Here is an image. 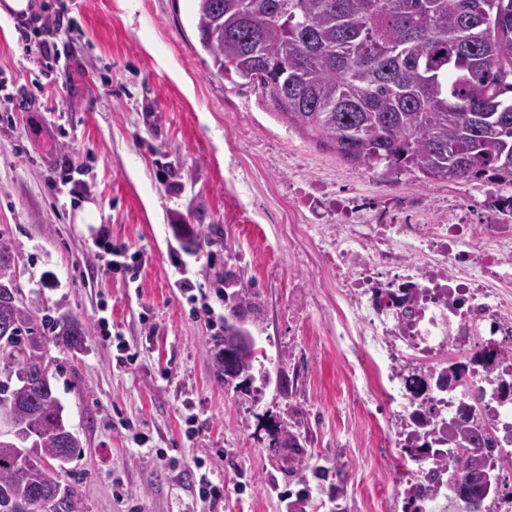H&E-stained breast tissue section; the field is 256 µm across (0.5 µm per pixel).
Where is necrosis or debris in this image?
Masks as SVG:
<instances>
[{
	"label": "necrosis or debris",
	"mask_w": 512,
	"mask_h": 512,
	"mask_svg": "<svg viewBox=\"0 0 512 512\" xmlns=\"http://www.w3.org/2000/svg\"><path fill=\"white\" fill-rule=\"evenodd\" d=\"M359 204L345 201L344 225L326 260L343 288L361 335L378 341L379 363L422 357L424 373L456 370L458 386L417 389L395 375L369 389L372 399L397 404L402 448L409 433H429L431 447L403 455L399 483L418 490L423 512L447 497L448 479L421 488V478L437 457L446 456V435L461 423L486 425L503 452L512 451V296L497 295L492 284L512 281V205L499 202L483 222L465 204L449 206L433 230L420 224H392L385 213L373 217L370 239L356 220ZM413 315H405L406 305ZM459 350L438 360L446 344Z\"/></svg>",
	"instance_id": "necrosis-or-debris-1"
}]
</instances>
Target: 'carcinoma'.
Wrapping results in <instances>:
<instances>
[{
	"mask_svg": "<svg viewBox=\"0 0 512 512\" xmlns=\"http://www.w3.org/2000/svg\"><path fill=\"white\" fill-rule=\"evenodd\" d=\"M193 21L216 74L255 84L279 115L322 140L345 162L384 167V176L419 174L427 185L478 182L512 188V0H194ZM16 247L0 234V269ZM259 306L241 288L224 294V311ZM87 327L53 316L35 301L0 293V413L26 432L0 438V512H42L45 463L60 449L82 452L52 381L40 364L52 350L84 349ZM263 352L235 354L252 387ZM458 432L448 486L469 512H485L487 460ZM288 471L306 466L301 443L287 449Z\"/></svg>",
	"mask_w": 512,
	"mask_h": 512,
	"instance_id": "1",
	"label": "carcinoma"
}]
</instances>
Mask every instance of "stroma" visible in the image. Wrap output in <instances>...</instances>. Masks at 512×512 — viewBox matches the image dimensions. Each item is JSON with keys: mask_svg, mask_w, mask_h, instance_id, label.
Here are the masks:
<instances>
[{"mask_svg": "<svg viewBox=\"0 0 512 512\" xmlns=\"http://www.w3.org/2000/svg\"><path fill=\"white\" fill-rule=\"evenodd\" d=\"M38 3L28 30L55 40L71 71L45 76L0 17V230L25 296L88 330L53 367L83 445L64 475L81 512H286L292 499L299 512H401L395 420L366 395L374 351L336 343L340 290L324 259L336 198L369 215L393 201L394 223L427 225L456 203L486 215L499 188L390 181L340 160L260 89L214 75L193 0ZM58 13L66 27L46 31ZM86 201L113 242L141 253L135 280L98 269L97 229L74 221ZM224 283L256 293L265 366L287 374V394L217 379L210 322L224 316ZM120 342L134 362L119 363ZM271 421L293 425L303 472L271 448ZM200 458L224 485L213 509L195 494Z\"/></svg>", "mask_w": 512, "mask_h": 512, "instance_id": "stroma-1", "label": "stroma"}]
</instances>
